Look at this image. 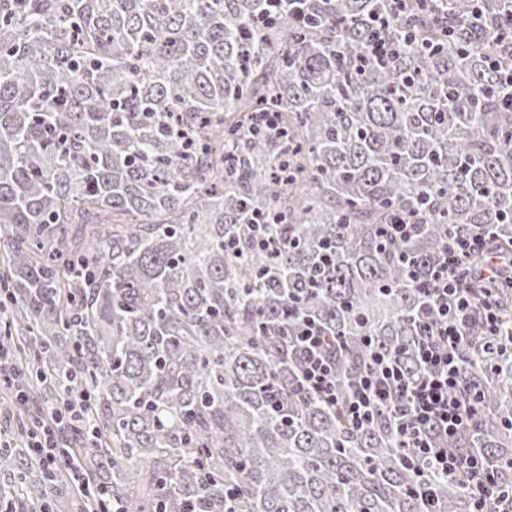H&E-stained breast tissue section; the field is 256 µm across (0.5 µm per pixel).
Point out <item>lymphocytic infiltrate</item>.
<instances>
[{"instance_id": "1", "label": "lymphocytic infiltrate", "mask_w": 512, "mask_h": 512, "mask_svg": "<svg viewBox=\"0 0 512 512\" xmlns=\"http://www.w3.org/2000/svg\"><path fill=\"white\" fill-rule=\"evenodd\" d=\"M485 249L486 241L480 235L451 238L431 277L420 282L427 335L419 347L424 373L416 380L407 379L397 361L384 358L375 372L357 382L349 396L340 397L334 363L335 337L315 320L306 318L298 322L295 336L303 384L326 402L344 399L348 418L355 426H368L380 405L404 397L409 404L400 421L405 447L431 459L443 474L467 472L475 512H487L493 497V477L481 457H462L458 449L449 447L448 439L469 426L476 415L474 402L458 396L463 339L474 327L488 336L500 333L495 305L476 297L471 285L477 281H512V261L501 262L494 256H487L479 270L467 269V259L484 254ZM63 434L62 427L36 424L23 435L27 448L45 472L56 471L63 462Z\"/></svg>"}]
</instances>
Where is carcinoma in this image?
<instances>
[{
    "instance_id": "carcinoma-1",
    "label": "carcinoma",
    "mask_w": 512,
    "mask_h": 512,
    "mask_svg": "<svg viewBox=\"0 0 512 512\" xmlns=\"http://www.w3.org/2000/svg\"><path fill=\"white\" fill-rule=\"evenodd\" d=\"M0 0V283L37 405L68 431L75 495L0 453L18 512H473L469 476L402 446L397 398L349 422L299 375L287 328L336 337L340 397L375 349L420 377L422 298L448 240L512 252V112L491 35L512 0H437L380 34L388 0ZM258 112L279 115L258 129ZM274 219V255L253 214ZM415 222L388 244L381 228ZM491 293L512 329V289ZM465 337L472 424L448 447L494 473L512 512V355Z\"/></svg>"
}]
</instances>
